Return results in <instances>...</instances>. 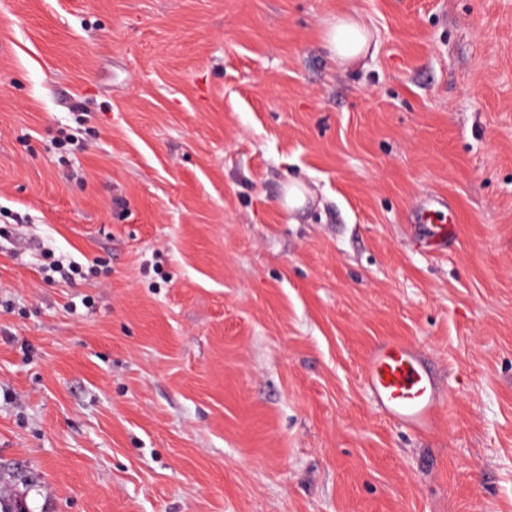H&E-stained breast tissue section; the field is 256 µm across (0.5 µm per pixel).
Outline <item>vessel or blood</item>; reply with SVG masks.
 Returning <instances> with one entry per match:
<instances>
[{"instance_id":"obj_1","label":"vessel or blood","mask_w":512,"mask_h":512,"mask_svg":"<svg viewBox=\"0 0 512 512\" xmlns=\"http://www.w3.org/2000/svg\"><path fill=\"white\" fill-rule=\"evenodd\" d=\"M361 380L379 412L414 434L434 428L447 400L431 364L412 344L397 339L370 348Z\"/></svg>"}]
</instances>
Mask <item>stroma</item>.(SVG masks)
<instances>
[{
  "label": "stroma",
  "instance_id": "obj_1",
  "mask_svg": "<svg viewBox=\"0 0 512 512\" xmlns=\"http://www.w3.org/2000/svg\"><path fill=\"white\" fill-rule=\"evenodd\" d=\"M386 337L428 434L363 388ZM1 495L512 512V0H0ZM323 39L331 56L346 62L366 55L370 34L360 19L343 16L327 23ZM419 219L424 224H432V222H444L443 224H439L440 226L437 227L438 233L441 237H446L448 235V238H452L457 233L455 225L450 224L447 216L441 210L435 209L431 206H428L421 211ZM361 380L379 412L414 434L434 428L447 400L431 364L412 344L397 339L370 348Z\"/></svg>",
  "mask_w": 512,
  "mask_h": 512
}]
</instances>
